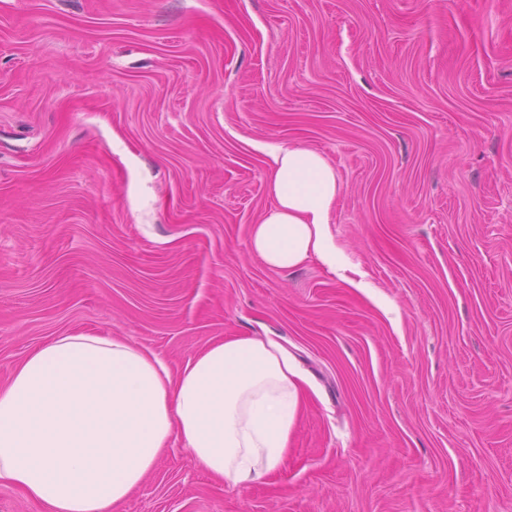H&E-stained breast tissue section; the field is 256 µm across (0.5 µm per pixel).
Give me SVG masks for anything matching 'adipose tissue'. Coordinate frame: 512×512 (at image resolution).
I'll return each mask as SVG.
<instances>
[{"label": "adipose tissue", "mask_w": 512, "mask_h": 512, "mask_svg": "<svg viewBox=\"0 0 512 512\" xmlns=\"http://www.w3.org/2000/svg\"><path fill=\"white\" fill-rule=\"evenodd\" d=\"M267 192L252 252L277 269L334 265L340 182L325 156L276 148ZM301 380L288 349L262 336L214 343L176 375L121 337H53L0 386V483L49 512H118L177 442L201 470L248 486L284 463Z\"/></svg>", "instance_id": "adipose-tissue-1"}]
</instances>
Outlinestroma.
Returning a JSON list of instances; mask_svg holds the SVG:
<instances>
[{
  "label": "stroma",
  "instance_id": "1",
  "mask_svg": "<svg viewBox=\"0 0 512 512\" xmlns=\"http://www.w3.org/2000/svg\"><path fill=\"white\" fill-rule=\"evenodd\" d=\"M279 146L336 267L249 250ZM77 331L307 379L278 471L175 446L120 512H512V0H0V385Z\"/></svg>",
  "mask_w": 512,
  "mask_h": 512
}]
</instances>
